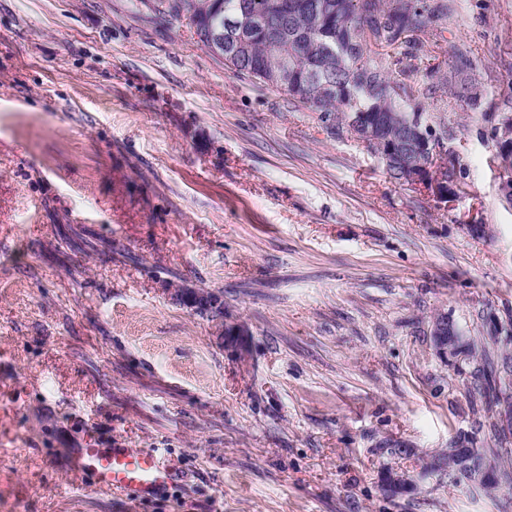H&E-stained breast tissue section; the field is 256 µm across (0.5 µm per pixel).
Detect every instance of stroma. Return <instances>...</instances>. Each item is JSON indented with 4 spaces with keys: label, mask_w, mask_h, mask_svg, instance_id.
I'll list each match as a JSON object with an SVG mask.
<instances>
[{
    "label": "stroma",
    "mask_w": 512,
    "mask_h": 512,
    "mask_svg": "<svg viewBox=\"0 0 512 512\" xmlns=\"http://www.w3.org/2000/svg\"><path fill=\"white\" fill-rule=\"evenodd\" d=\"M455 43L511 79L512 0H461L435 56ZM496 99L447 114V209L226 70L188 19L0 0V512H503L512 489L419 477L492 443L428 328L445 313L479 343L512 319ZM94 442L183 480L126 504L67 469ZM389 470L415 489L386 493Z\"/></svg>",
    "instance_id": "35a3bbf8"
}]
</instances>
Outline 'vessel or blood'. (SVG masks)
<instances>
[{"instance_id":"1","label":"vessel or blood","mask_w":512,"mask_h":512,"mask_svg":"<svg viewBox=\"0 0 512 512\" xmlns=\"http://www.w3.org/2000/svg\"><path fill=\"white\" fill-rule=\"evenodd\" d=\"M71 471L89 477L94 487L117 491L127 502L156 497L179 480L178 473L152 452L113 446L74 449Z\"/></svg>"}]
</instances>
